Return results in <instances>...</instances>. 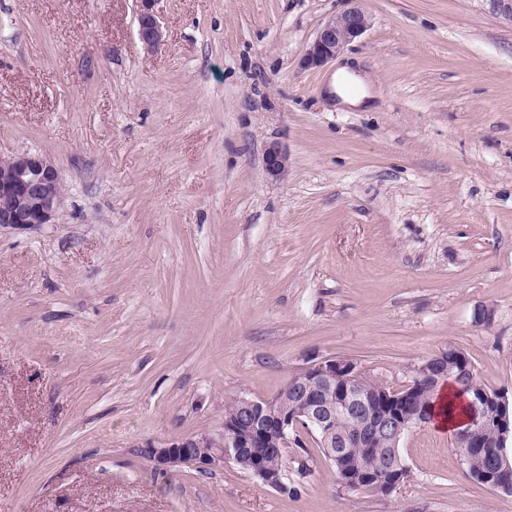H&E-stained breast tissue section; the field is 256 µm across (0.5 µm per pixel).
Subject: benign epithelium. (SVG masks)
<instances>
[{"instance_id":"7a95c632","label":"benign epithelium","mask_w":512,"mask_h":512,"mask_svg":"<svg viewBox=\"0 0 512 512\" xmlns=\"http://www.w3.org/2000/svg\"><path fill=\"white\" fill-rule=\"evenodd\" d=\"M137 36L144 49L155 50L161 42L158 0H134ZM348 7L325 20L301 59L308 69L320 68L334 59L348 44L363 35L371 25L365 0H347ZM288 166V155L277 142L268 145L265 167L272 177L281 176ZM63 203V183L59 169L38 152H21L0 157V231L35 228L54 223ZM362 371L348 359L326 358L291 375L289 387L270 397L234 398L236 411L215 432H199L163 442L147 441L139 452L158 471L168 472L181 465L207 471L231 461L262 484L280 494L295 491L288 484V473L270 471L263 465L269 450L268 435L286 442L302 431L325 449L324 458L336 465L340 483L346 490H360L369 483V474L350 460L351 450L379 448L391 444L389 477L377 486L391 492L408 476L401 461L399 445L403 438L429 422V407L419 399V388L443 380H461L476 410H488L501 436L512 434V403L506 394L489 390L478 379L471 363L450 346L419 364L413 370L416 382L402 393L385 385L367 389ZM347 421L352 429L342 432L337 423ZM473 479L512 494V463L493 459L489 469Z\"/></svg>"}]
</instances>
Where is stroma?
<instances>
[{
  "mask_svg": "<svg viewBox=\"0 0 512 512\" xmlns=\"http://www.w3.org/2000/svg\"><path fill=\"white\" fill-rule=\"evenodd\" d=\"M346 6L159 0L149 52L133 0H0V155L64 182L55 223L0 232V512H512L432 422L387 495L306 435L288 495L138 452L332 356L400 389L452 345L512 397V0H366L303 68ZM343 65L373 110L326 97ZM348 7L325 20L301 59L304 68H320L334 59L371 25L365 0H346ZM288 166V155L278 142H271L265 152V167L271 177H280Z\"/></svg>",
  "mask_w": 512,
  "mask_h": 512,
  "instance_id": "35a3bbf8",
  "label": "stroma"
}]
</instances>
